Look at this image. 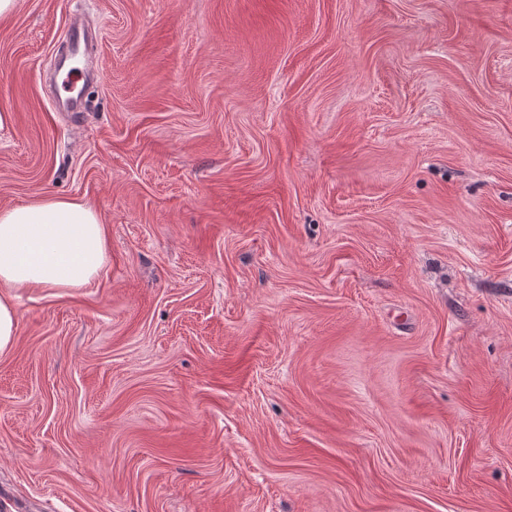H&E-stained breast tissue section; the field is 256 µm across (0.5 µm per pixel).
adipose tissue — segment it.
I'll return each mask as SVG.
<instances>
[{
    "label": "adipose tissue",
    "mask_w": 512,
    "mask_h": 512,
    "mask_svg": "<svg viewBox=\"0 0 512 512\" xmlns=\"http://www.w3.org/2000/svg\"><path fill=\"white\" fill-rule=\"evenodd\" d=\"M98 211L80 200L39 198L0 208V353L17 334L12 293L29 288H80L106 256Z\"/></svg>",
    "instance_id": "1"
}]
</instances>
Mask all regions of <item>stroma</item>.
Segmentation results:
<instances>
[{
  "label": "stroma",
  "instance_id": "1",
  "mask_svg": "<svg viewBox=\"0 0 512 512\" xmlns=\"http://www.w3.org/2000/svg\"><path fill=\"white\" fill-rule=\"evenodd\" d=\"M1 111L108 250L14 294L0 512H512V0H19Z\"/></svg>",
  "mask_w": 512,
  "mask_h": 512
}]
</instances>
